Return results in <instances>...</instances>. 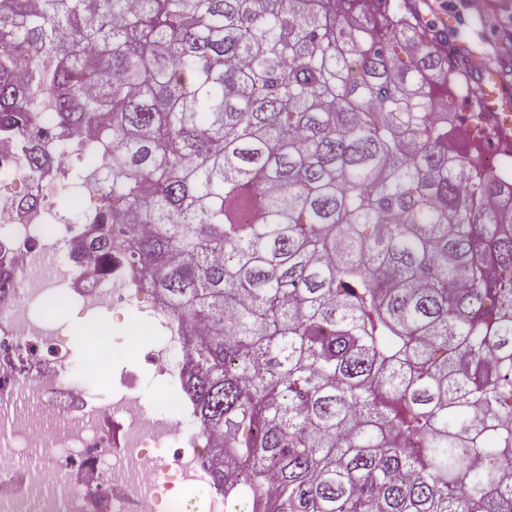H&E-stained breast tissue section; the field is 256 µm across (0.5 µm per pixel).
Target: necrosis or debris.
Wrapping results in <instances>:
<instances>
[{"label": "necrosis or debris", "mask_w": 512, "mask_h": 512, "mask_svg": "<svg viewBox=\"0 0 512 512\" xmlns=\"http://www.w3.org/2000/svg\"><path fill=\"white\" fill-rule=\"evenodd\" d=\"M0 131V512H189V494L207 486V512H226L214 486L218 440L187 442L176 422L147 412L134 374H107L112 400L102 403L73 386V364L60 326L36 316L37 304L74 303L85 320L142 295L139 268L114 247L95 276L84 255L98 226L66 223L56 200L43 192L44 175L28 166L34 130ZM149 315L166 342L178 344L179 361L165 351L146 356L157 376L179 374L188 351L183 323L164 307Z\"/></svg>", "instance_id": "obj_1"}]
</instances>
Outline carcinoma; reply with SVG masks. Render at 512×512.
Segmentation results:
<instances>
[{"label":"carcinoma","instance_id":"obj_1","mask_svg":"<svg viewBox=\"0 0 512 512\" xmlns=\"http://www.w3.org/2000/svg\"><path fill=\"white\" fill-rule=\"evenodd\" d=\"M471 70L395 0H0V124L56 113L32 164L123 211L92 249L135 241L185 321L227 499L512 512V185L444 110Z\"/></svg>","mask_w":512,"mask_h":512}]
</instances>
